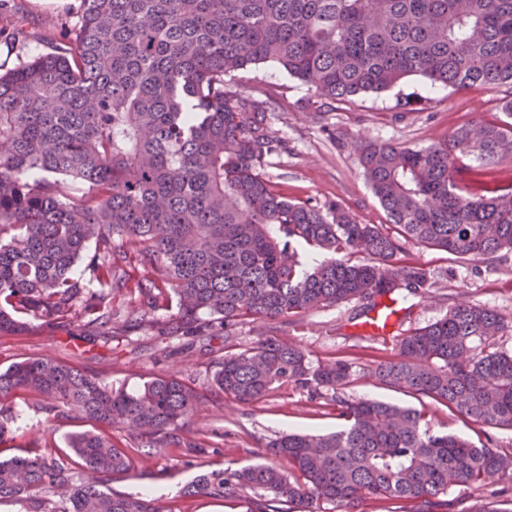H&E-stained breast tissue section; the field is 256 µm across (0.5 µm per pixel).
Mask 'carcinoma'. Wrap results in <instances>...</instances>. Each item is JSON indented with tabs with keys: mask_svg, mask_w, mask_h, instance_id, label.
Returning a JSON list of instances; mask_svg holds the SVG:
<instances>
[{
	"mask_svg": "<svg viewBox=\"0 0 512 512\" xmlns=\"http://www.w3.org/2000/svg\"><path fill=\"white\" fill-rule=\"evenodd\" d=\"M273 64L329 101L382 93L410 76L431 86H512V0H82L75 28L51 51L0 73V332L31 317L49 328L110 337L144 325L161 337L224 330L211 389L249 405L293 384L332 391L345 427L270 441L268 461L207 471L182 497L243 500L246 512H357L366 499L407 512H455V486L512 485V446L479 447L430 430L424 413L350 401L356 370L313 363L262 335L237 347L236 328L288 325L314 310L416 295L429 275L406 244L479 262L512 252V185L466 193V174L512 155V123L458 128L448 142L364 144L357 161L384 210L362 224L341 205L292 200L265 173L282 144L267 103L234 77ZM132 242L156 277L129 285L114 245ZM98 285L75 271L81 262ZM137 295L118 318L112 296ZM155 318L148 321L146 315ZM512 325L461 301L445 317L395 336L373 362L374 383L444 405L480 428L512 429ZM37 393L49 431L72 411L133 432L118 448L92 431L69 452L39 446L0 460V503L18 512H171L147 493L106 488L158 448L206 454L180 432L205 399L156 377L136 391L35 358L0 370V443L13 392ZM466 512H512V498Z\"/></svg>",
	"mask_w": 512,
	"mask_h": 512,
	"instance_id": "cac0c4a2",
	"label": "carcinoma"
}]
</instances>
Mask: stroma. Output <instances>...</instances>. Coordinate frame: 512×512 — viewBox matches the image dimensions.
Returning <instances> with one entry per match:
<instances>
[{"instance_id":"stroma-1","label":"stroma","mask_w":512,"mask_h":512,"mask_svg":"<svg viewBox=\"0 0 512 512\" xmlns=\"http://www.w3.org/2000/svg\"><path fill=\"white\" fill-rule=\"evenodd\" d=\"M80 9L81 0H0V26L18 31L17 37H0V64L11 66L18 59L47 52L76 21ZM238 84L245 92L259 89L270 105L269 131L284 144L265 168L277 189L293 200L337 202L364 224L385 223L386 216L357 164L358 144L387 141L420 147L444 142L463 125L498 116L502 99L512 96V88L505 85L433 88L423 78L411 76L381 94L329 103L270 64L240 73ZM408 250L428 271L432 285L401 300L399 329L434 322L468 299L497 310L512 322V252L474 263L415 244ZM364 320L362 305L356 301L313 312L291 325H275L273 333L301 347L311 361L343 359L359 370L395 354L393 339L372 343L358 339L357 325ZM223 353V337L161 338L147 326L116 332L109 339L91 338L80 327L49 331L33 321L23 329L0 332V370L26 359L47 358L130 391L155 376L176 377L208 391L207 401L182 435L193 439L205 434L210 453L187 464L182 449L162 448L141 462V477L110 482L112 488L126 493L156 492L174 512H244L237 502L180 497L179 489L205 471L261 462L266 443L277 436L327 433L343 426L333 403L310 401L306 391L291 385L251 405L211 393L212 375ZM344 395L422 409L433 431L461 435L477 446L485 440L484 431L447 407L375 386L362 376L356 377ZM39 403V396L32 392L12 397L8 407L19 419L13 440L0 445L1 457L20 454L37 442L63 447L66 432L91 426L90 421L73 418L55 434H46Z\"/></svg>"}]
</instances>
